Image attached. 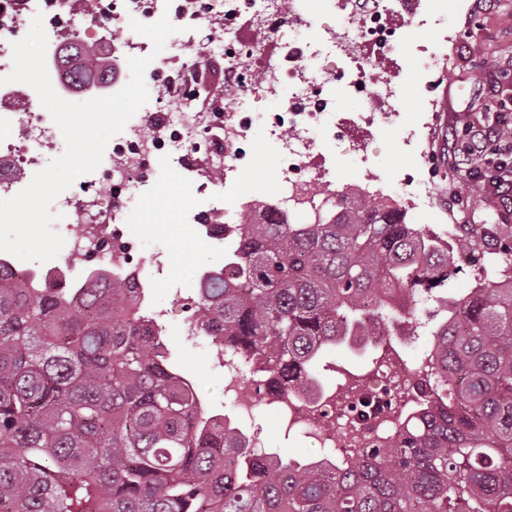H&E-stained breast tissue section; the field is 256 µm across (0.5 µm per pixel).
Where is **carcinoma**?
<instances>
[{"label":"carcinoma","instance_id":"obj_1","mask_svg":"<svg viewBox=\"0 0 512 512\" xmlns=\"http://www.w3.org/2000/svg\"><path fill=\"white\" fill-rule=\"evenodd\" d=\"M233 234L232 274L200 278L196 323L243 365L266 358L267 388H302L357 329L435 308L417 367L443 393L348 463L253 461L203 419L123 280L48 290L0 272V512H512V224H450L439 240L394 200L344 193L305 224ZM477 247L484 279L448 296Z\"/></svg>","mask_w":512,"mask_h":512}]
</instances>
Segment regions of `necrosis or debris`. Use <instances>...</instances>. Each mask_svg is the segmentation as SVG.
<instances>
[{
    "label": "necrosis or debris",
    "mask_w": 512,
    "mask_h": 512,
    "mask_svg": "<svg viewBox=\"0 0 512 512\" xmlns=\"http://www.w3.org/2000/svg\"><path fill=\"white\" fill-rule=\"evenodd\" d=\"M307 2L97 0L93 11L81 14L70 0H0V77L12 69L13 42L39 12L51 57L87 36L111 40L116 58L150 54V43L134 31L112 40L113 24L131 18L152 24L165 16L178 28L145 76L147 106L108 142L100 166L55 201L65 221L60 256L25 265L4 252L0 267L41 288H78L95 271H108L129 279L140 318L157 335L168 334L175 315L184 332H193L195 286L172 288L169 307H160L155 293L167 273V254L150 249L128 222L160 160L193 173L204 205L186 222L216 257L224 256L243 213L260 221L274 212L305 221L329 196L334 179L325 129H339L341 139L351 141L396 120L405 109V55L396 31L443 20L438 0H316L313 8ZM343 98L354 104L345 117L339 114ZM58 133L39 100L19 99L15 84H0V196L17 193L23 178L45 167ZM259 137L274 144L284 163L275 197L225 203L215 193L212 171L236 182L251 166ZM74 257L81 268L71 265ZM374 341L382 356L368 376L336 366L309 388L284 384L275 393L266 390L259 366L225 362L223 345L208 342L209 360L224 370V406L206 414L234 425L257 457L271 453L255 423L264 409L285 438L318 447L309 464L349 461L393 441L430 393L423 373L402 364L401 352L414 342L408 322L379 323Z\"/></svg>",
    "instance_id": "4bbe7bcc"
}]
</instances>
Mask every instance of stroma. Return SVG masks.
<instances>
[{"instance_id":"obj_1","label":"stroma","mask_w":512,"mask_h":512,"mask_svg":"<svg viewBox=\"0 0 512 512\" xmlns=\"http://www.w3.org/2000/svg\"><path fill=\"white\" fill-rule=\"evenodd\" d=\"M475 4L476 0H444L443 26L403 32L406 44H444L455 59L430 73L423 69L420 55H410L405 82L407 112L399 124L359 136L381 172L394 179L416 171L411 157L401 149L405 130L431 126L429 150L446 207L422 215L409 214V222L426 232L462 216L471 224H497L505 214L500 200L487 193L482 183L459 172L463 166L473 170L484 166L483 157L456 148L462 124L479 127L494 121L495 112L483 88L484 77L495 75L504 99L512 102V0H497L492 10L481 14L476 13ZM252 151L250 169L237 183L224 188L227 201L254 192L267 196L276 192L280 162L273 145L259 139ZM190 182L188 172L161 163L145 204L136 207L131 216L133 228L144 235L149 246L166 250L172 278L184 284L215 261L207 246L190 236L184 222L185 214L197 205ZM167 341L184 370L192 375L202 402L223 401V370L206 361L196 342L179 330H171Z\"/></svg>"}]
</instances>
